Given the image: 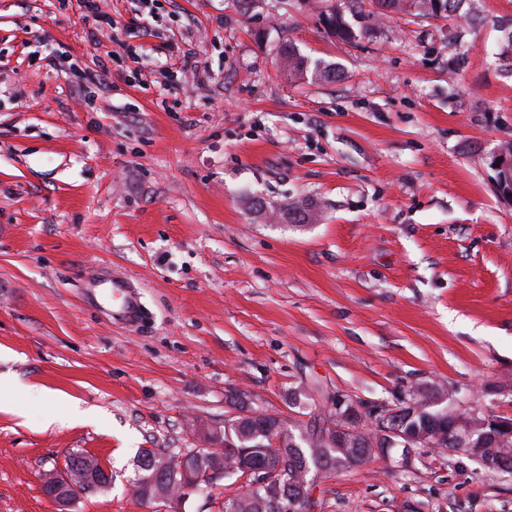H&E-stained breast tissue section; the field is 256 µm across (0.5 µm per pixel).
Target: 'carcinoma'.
Segmentation results:
<instances>
[{"label":"carcinoma","instance_id":"1","mask_svg":"<svg viewBox=\"0 0 512 512\" xmlns=\"http://www.w3.org/2000/svg\"><path fill=\"white\" fill-rule=\"evenodd\" d=\"M462 0H341L334 12L325 13L322 19L324 29L342 40H351L368 33L369 26L354 29L345 19V12L361 19H378L385 12H412L422 17H444L456 11ZM281 66L291 78L333 82L336 68L325 65L300 54L288 44L280 53ZM444 393L440 386L417 393L413 402L417 407L399 416L398 428L403 435L384 441L380 447L391 452L394 448L401 453L408 451L409 439L427 436L433 440V447L444 448L452 455H459L458 448H480L482 454L491 455L498 461V467L512 470V418L499 416L497 420L508 427L506 431L495 432L485 425L486 412L473 409L460 413L446 405L435 408L434 399ZM354 429L360 435L353 438L331 432V426ZM376 435V429L347 400L326 397L322 412L314 414L308 421L282 420L272 416L264 418L242 415L224 420V428L212 433V438L222 449L210 450V465L223 472L219 480L238 476L233 471L236 457L245 452L251 456L256 471L251 474L246 491L224 502V512H259V504L268 498L261 481L273 470L288 473L295 499L291 512H306L300 501L302 485L312 472L338 471L345 467L361 465L372 458L368 438ZM140 500L152 503L162 500L151 488L146 477L150 470L140 468Z\"/></svg>","mask_w":512,"mask_h":512}]
</instances>
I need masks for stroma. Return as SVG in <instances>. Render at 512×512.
<instances>
[{
	"mask_svg": "<svg viewBox=\"0 0 512 512\" xmlns=\"http://www.w3.org/2000/svg\"><path fill=\"white\" fill-rule=\"evenodd\" d=\"M321 6L100 0L132 55L80 0H0V512H58L39 476L74 452L112 473L74 512H168L130 491L141 449L305 419L310 385L512 417V0L354 42ZM288 42L336 81H290ZM100 265L138 284V326L84 289ZM314 482L317 512H512V472L439 448Z\"/></svg>",
	"mask_w": 512,
	"mask_h": 512,
	"instance_id": "obj_1",
	"label": "stroma"
}]
</instances>
